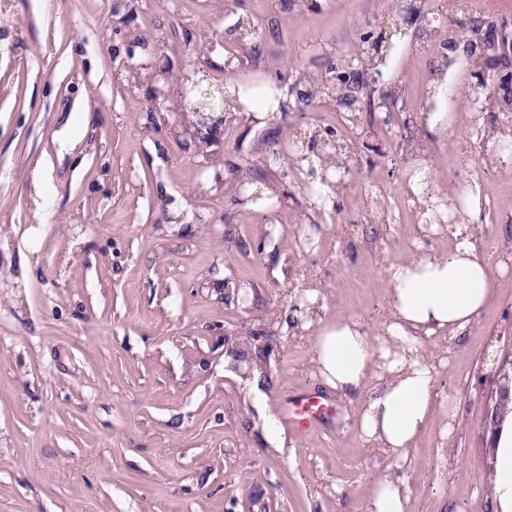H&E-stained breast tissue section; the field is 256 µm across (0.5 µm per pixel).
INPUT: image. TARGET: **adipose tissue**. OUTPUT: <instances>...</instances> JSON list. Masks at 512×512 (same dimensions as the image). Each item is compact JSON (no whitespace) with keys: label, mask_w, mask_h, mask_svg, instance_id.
<instances>
[{"label":"adipose tissue","mask_w":512,"mask_h":512,"mask_svg":"<svg viewBox=\"0 0 512 512\" xmlns=\"http://www.w3.org/2000/svg\"><path fill=\"white\" fill-rule=\"evenodd\" d=\"M447 253L394 263L387 288L389 314L369 331L354 314L309 317L316 291H306L288 330L310 332L316 374L322 384L363 409L358 430L365 444L404 463L416 438L438 409L439 366L422 352L424 340L463 335L485 306L490 270L468 224L449 221ZM494 467L498 512H512V426L496 435ZM400 480L385 478L372 488L364 512H406Z\"/></svg>","instance_id":"adipose-tissue-1"}]
</instances>
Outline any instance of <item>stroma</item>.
<instances>
[{"mask_svg": "<svg viewBox=\"0 0 512 512\" xmlns=\"http://www.w3.org/2000/svg\"><path fill=\"white\" fill-rule=\"evenodd\" d=\"M389 2L0 0V512H362L387 477L404 481L408 512H441L446 497L496 512L476 376L512 361V161L474 171L492 199L472 227L490 298L468 334L424 345L446 362V412L406 464L364 444L362 404L319 382L310 336L251 339L311 288L329 315L376 328L389 264L447 251L443 231H421L401 176L423 167L435 192L453 186L454 140L403 123L448 37V0H431L434 32L382 70L378 88L405 89L402 111L364 112L351 128L334 101L301 109L289 97L264 126L228 114L200 155L152 127L146 88L127 82L128 64L151 63L301 85L355 52ZM243 19L257 39H234ZM328 126L359 163L323 204L295 178V158H267ZM370 177L399 223L367 210ZM251 183L270 208L248 201ZM227 278L252 283L248 310L217 296ZM303 398L327 412L288 424L284 408Z\"/></svg>", "mask_w": 512, "mask_h": 512, "instance_id": "35a3bbf8", "label": "stroma"}]
</instances>
